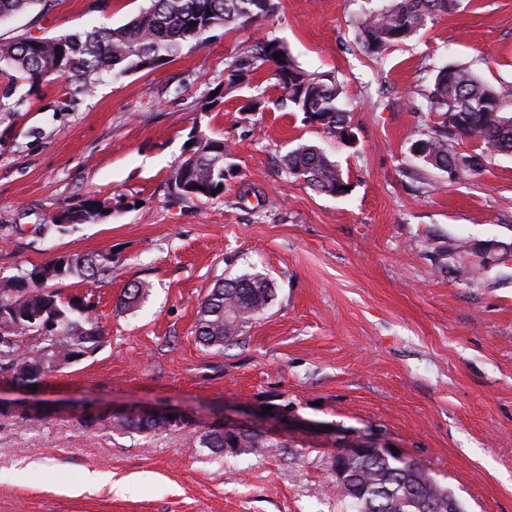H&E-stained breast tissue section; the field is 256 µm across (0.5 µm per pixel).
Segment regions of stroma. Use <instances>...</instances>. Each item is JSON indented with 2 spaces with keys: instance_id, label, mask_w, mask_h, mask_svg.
<instances>
[{
  "instance_id": "obj_1",
  "label": "stroma",
  "mask_w": 512,
  "mask_h": 512,
  "mask_svg": "<svg viewBox=\"0 0 512 512\" xmlns=\"http://www.w3.org/2000/svg\"><path fill=\"white\" fill-rule=\"evenodd\" d=\"M388 0H276L267 19L220 29L153 71L98 76L88 93L58 80L23 86L0 111V278L79 253L108 252L90 296L104 335L37 390L0 374V398L47 405L0 415V512H352L331 467L333 432L372 435L423 463L464 512H512V156L449 178L413 163L434 122L416 112L424 62L461 65L512 111V0H460L383 58L355 23ZM149 0H53L0 36L54 37L127 23ZM277 40L351 99L352 145L327 139L282 104L272 65L225 92L227 65ZM218 96L212 106L209 91ZM258 112L245 115L250 100ZM232 148L223 194L178 201L167 179L193 134ZM324 148L351 186L318 194L281 173L298 144ZM93 197L112 211L52 230ZM261 272L274 299L241 344L197 342L199 305L225 277ZM144 282L139 307L117 300ZM289 417L267 420L266 404ZM115 409L180 412L181 427H88ZM249 421L278 440L238 456L202 447L213 420ZM111 484L87 486L86 474Z\"/></svg>"
}]
</instances>
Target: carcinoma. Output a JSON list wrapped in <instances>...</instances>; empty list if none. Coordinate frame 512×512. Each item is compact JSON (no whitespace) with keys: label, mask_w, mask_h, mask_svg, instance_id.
<instances>
[{"label":"carcinoma","mask_w":512,"mask_h":512,"mask_svg":"<svg viewBox=\"0 0 512 512\" xmlns=\"http://www.w3.org/2000/svg\"><path fill=\"white\" fill-rule=\"evenodd\" d=\"M457 0H392L373 11L357 26L356 39L362 49L381 57L427 26L439 14L456 8ZM48 9L50 0H0V17H15L36 5ZM275 9L272 0H152L129 24L95 26L83 32L57 37L0 38V77L6 80L1 97L8 98L24 83L38 84L48 77L68 80L66 92H88L103 71L122 75L157 69L178 55L190 42L200 43L215 28L245 27L268 18ZM281 57L276 59L274 54ZM274 65V75L283 89V100L319 127L326 138L352 143L345 136L350 128L343 88L327 75L301 69L277 40H267L231 61L225 89L245 82L254 61ZM433 80L416 109L436 115L429 132L421 133L410 147L413 158L445 173L475 172L488 156L512 153V113L504 111L499 92L465 68L428 63ZM481 142L478 153L455 150L454 139ZM230 147L224 140L206 134L196 137L189 154L171 170L168 184L181 200L204 201L224 184L225 161ZM285 177L301 179L311 189L330 196H345L349 186L336 160L324 149L303 143L281 159ZM103 216L95 201L87 199L68 206L52 217L55 230L65 233L72 224L95 222ZM53 270L51 280L76 277L87 286L112 276V254H74L42 266ZM146 293V285L130 284L118 299L131 309ZM273 300L271 280L263 273H246L220 280L201 301L195 322L197 340L210 348L224 349L239 343L245 329L260 319ZM86 300L63 299L50 289L36 268L0 279V310H13V331L0 333V373L19 386L40 384L53 365L79 362L93 354L102 331L85 307ZM41 313L40 320L55 321L56 332H41L24 318ZM107 423L116 431L144 432L158 428L150 422L115 420L109 415L89 416L84 424ZM233 444L248 453L255 448H280L276 440L262 442L243 433ZM348 483H337L356 512H427V497H443L442 486L424 464L404 458L374 457L350 462Z\"/></svg>","instance_id":"cac0c4a2"}]
</instances>
